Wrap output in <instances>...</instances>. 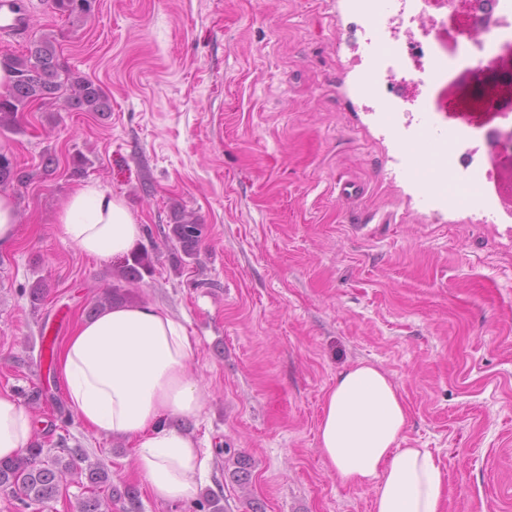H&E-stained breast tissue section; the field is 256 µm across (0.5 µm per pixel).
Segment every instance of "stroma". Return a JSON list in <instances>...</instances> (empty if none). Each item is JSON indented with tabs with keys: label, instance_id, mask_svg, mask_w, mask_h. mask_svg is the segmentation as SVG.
Instances as JSON below:
<instances>
[{
	"label": "stroma",
	"instance_id": "obj_1",
	"mask_svg": "<svg viewBox=\"0 0 512 512\" xmlns=\"http://www.w3.org/2000/svg\"><path fill=\"white\" fill-rule=\"evenodd\" d=\"M24 3L29 32L0 36V55L52 36L64 67L111 107L35 105L19 132L0 129V153L37 174L7 187L19 222L0 249V392L20 399L45 454L83 449L109 488H138L140 512H198L210 494L224 512H372V488L340 480L318 445L326 391L368 363L408 407L406 443L446 469L445 512H512V223H483L476 202L419 207L406 145L383 101L359 90L370 59L347 0H97L84 21L53 0ZM487 73L490 111L465 108L473 84L445 86L440 124H512V63ZM343 180L357 196L341 195ZM90 182L143 226L153 272L129 285L134 300L195 342L190 371L207 400L175 425L197 440L206 475L184 503L151 494L134 442L67 410L44 356L118 266L59 232L67 196ZM182 208L205 226L193 260L166 238ZM62 484L44 504L0 494V512H76L92 494L71 474Z\"/></svg>",
	"mask_w": 512,
	"mask_h": 512
}]
</instances>
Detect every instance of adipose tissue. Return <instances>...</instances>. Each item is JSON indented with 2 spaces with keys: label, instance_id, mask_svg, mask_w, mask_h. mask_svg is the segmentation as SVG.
I'll return each instance as SVG.
<instances>
[{
  "label": "adipose tissue",
  "instance_id": "ef3b65f1",
  "mask_svg": "<svg viewBox=\"0 0 512 512\" xmlns=\"http://www.w3.org/2000/svg\"><path fill=\"white\" fill-rule=\"evenodd\" d=\"M58 222L66 241L100 260L128 254L142 236L125 202L95 183L70 193ZM193 356L183 325L147 302L80 322L57 355L72 412L95 434L134 441L137 473L166 502L193 498L204 477L195 440L172 424L204 407ZM407 417L390 378L357 364L324 397L319 448L342 480L373 488V512H444L447 471L427 449L405 446ZM31 436L26 408L0 393V459L24 453Z\"/></svg>",
  "mask_w": 512,
  "mask_h": 512
}]
</instances>
